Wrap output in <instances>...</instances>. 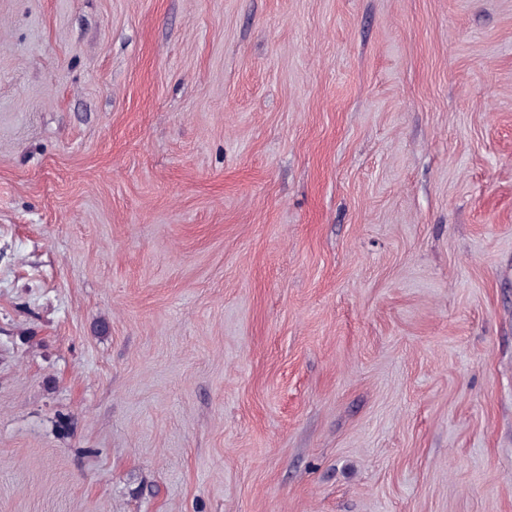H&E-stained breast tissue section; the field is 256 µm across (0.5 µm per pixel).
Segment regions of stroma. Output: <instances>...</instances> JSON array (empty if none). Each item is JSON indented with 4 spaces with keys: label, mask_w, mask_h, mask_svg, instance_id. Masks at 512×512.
I'll use <instances>...</instances> for the list:
<instances>
[{
    "label": "stroma",
    "mask_w": 512,
    "mask_h": 512,
    "mask_svg": "<svg viewBox=\"0 0 512 512\" xmlns=\"http://www.w3.org/2000/svg\"><path fill=\"white\" fill-rule=\"evenodd\" d=\"M0 512H512V0H0Z\"/></svg>",
    "instance_id": "stroma-1"
}]
</instances>
